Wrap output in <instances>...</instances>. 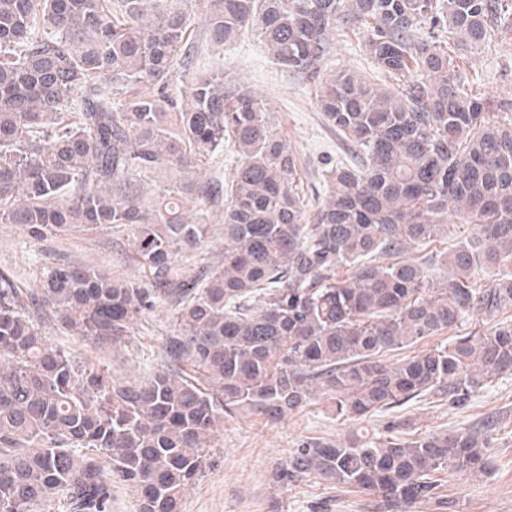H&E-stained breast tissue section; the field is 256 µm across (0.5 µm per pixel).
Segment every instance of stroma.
Here are the masks:
<instances>
[{"mask_svg": "<svg viewBox=\"0 0 512 512\" xmlns=\"http://www.w3.org/2000/svg\"><path fill=\"white\" fill-rule=\"evenodd\" d=\"M204 19V0H192L190 37L200 44L207 67L223 71L230 83L248 88L266 103L278 132L297 157L303 191L314 201L325 198L331 185L324 171L343 159L347 146L324 120L317 99L326 80L343 71L383 83V75L365 50L366 31L337 26L330 55L317 78L309 80L276 64L260 39L250 33L212 48L205 42ZM457 64L466 83L477 86L491 103L512 100V23L489 46L463 53ZM63 261L132 283L145 279L133 257L128 231H75L37 240L20 225L0 222V270L14 274L20 287L32 292L41 288L43 273ZM173 330L169 307L159 304L134 321L119 347L104 351L89 339L54 328L46 340L80 363L108 366L113 380L132 383L161 369L163 340ZM395 414L411 417L426 434L496 418L489 471L442 473L435 499L388 511L370 493L351 492L319 478L283 487L274 483L273 476L285 467L301 437L336 442L347 436L348 425L337 422L318 404L276 422L239 413L225 417L202 476L183 497L182 512H512V372L494 375L467 406L456 407L447 399L430 396L396 409Z\"/></svg>", "mask_w": 512, "mask_h": 512, "instance_id": "1", "label": "stroma"}]
</instances>
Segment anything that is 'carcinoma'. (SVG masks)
<instances>
[{
    "instance_id": "carcinoma-1",
    "label": "carcinoma",
    "mask_w": 512,
    "mask_h": 512,
    "mask_svg": "<svg viewBox=\"0 0 512 512\" xmlns=\"http://www.w3.org/2000/svg\"><path fill=\"white\" fill-rule=\"evenodd\" d=\"M190 3L0 0V220L36 239L128 226L152 275L132 284L62 262L25 295L0 271V512L56 500L111 512L115 482L137 488V512H181L226 415L276 421L321 401L359 421L430 395L463 407L512 371V319H498L512 305V117L494 119L455 61L489 44L512 0H206L211 46L254 31L308 79L336 24L368 29L392 84L326 81L318 108L365 162L326 171L332 190L315 207L265 104L201 71ZM177 61L191 74L185 109L169 93ZM228 140L230 181L189 176ZM219 203L224 259L197 271L204 209ZM450 206L471 238L437 265L403 259L447 235ZM158 302L176 330L165 368L140 384L78 365L41 327L118 346ZM474 312L492 329L386 361ZM496 426L422 434L395 417L375 437H303L277 479L426 501L436 474L490 468Z\"/></svg>"
}]
</instances>
